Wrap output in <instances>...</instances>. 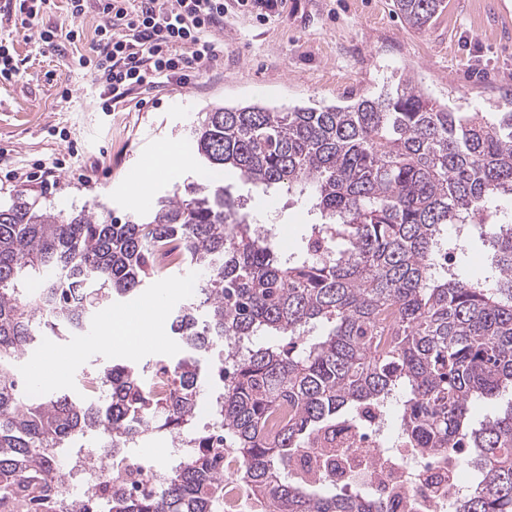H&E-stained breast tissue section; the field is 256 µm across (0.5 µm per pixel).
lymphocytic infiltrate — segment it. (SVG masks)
<instances>
[{"label": "lymphocytic infiltrate", "instance_id": "lymphocytic-infiltrate-1", "mask_svg": "<svg viewBox=\"0 0 512 512\" xmlns=\"http://www.w3.org/2000/svg\"><path fill=\"white\" fill-rule=\"evenodd\" d=\"M102 13L99 54L78 58L103 86L102 111L138 87L185 83L221 61L210 34L224 23V0H137L130 9L104 5Z\"/></svg>", "mask_w": 512, "mask_h": 512}]
</instances>
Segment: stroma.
<instances>
[{
  "mask_svg": "<svg viewBox=\"0 0 512 512\" xmlns=\"http://www.w3.org/2000/svg\"><path fill=\"white\" fill-rule=\"evenodd\" d=\"M0 0V43L18 66L0 79V170L29 169L42 162L45 183L20 182L0 190L67 213L88 210L102 220H124L148 212L150 201L209 175L198 162L162 180L140 186L130 178L147 152L169 142L190 144L199 113L216 105H303L314 101L346 105L378 95L394 73L411 77L437 102L482 112L512 109V0H446L430 26L411 29L394 0H288L266 16L224 0V27L215 36L224 46V68L163 87L136 89L111 111L99 108L98 86L74 62L91 55L103 18L97 0H87L79 41L65 35L72 25L67 0H52L38 25L59 32L55 45L35 41ZM224 185L246 199L253 219L270 228L282 249L298 247L315 219L304 199L264 190L224 174ZM198 272L184 268L141 290L147 301L169 289L163 312L171 314L191 296ZM105 323L94 319L85 332L60 340L41 337L29 359L62 351L63 370L30 379L39 393H78L94 364L110 361L141 366L180 357L173 335L137 350L105 348Z\"/></svg>",
  "mask_w": 512,
  "mask_h": 512,
  "instance_id": "1",
  "label": "stroma"
}]
</instances>
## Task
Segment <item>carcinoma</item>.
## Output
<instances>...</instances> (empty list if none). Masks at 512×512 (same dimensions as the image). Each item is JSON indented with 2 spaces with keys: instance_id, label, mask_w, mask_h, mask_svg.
I'll list each match as a JSON object with an SVG mask.
<instances>
[{
  "instance_id": "carcinoma-1",
  "label": "carcinoma",
  "mask_w": 512,
  "mask_h": 512,
  "mask_svg": "<svg viewBox=\"0 0 512 512\" xmlns=\"http://www.w3.org/2000/svg\"><path fill=\"white\" fill-rule=\"evenodd\" d=\"M396 5L415 30L445 8ZM195 149L210 179L146 216L101 223L21 195L0 204V505L23 512L61 487L51 460L77 439L130 448L149 425L190 449H231L238 482L267 512H388L367 493L285 469L314 435L400 391L401 443L476 475L453 512H512V400L477 425L469 416L473 400L512 392V225L477 224L494 276L467 279L441 261L465 247L451 226L512 195V110L458 112L401 77L348 105L215 106ZM227 168L308 196L319 220L297 250L282 251L240 211ZM173 244L178 262L165 264ZM184 267L202 280L171 315L183 355L164 362L167 393L108 362L83 375L79 396L32 394L20 367L40 337L75 336L101 305ZM215 348L210 370L223 386L208 435L193 423L201 356ZM222 494L203 452L137 496L117 475L93 492L107 512H216Z\"/></svg>"
}]
</instances>
